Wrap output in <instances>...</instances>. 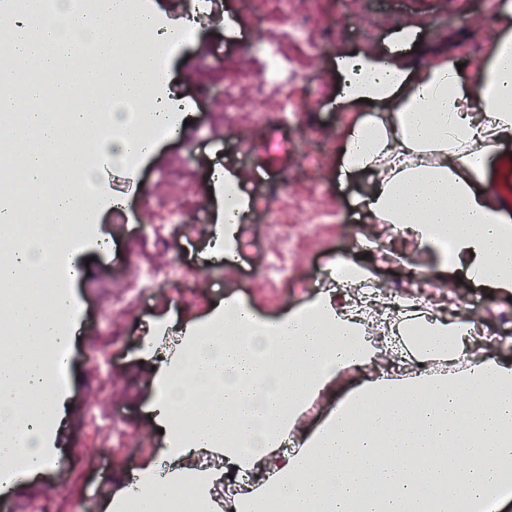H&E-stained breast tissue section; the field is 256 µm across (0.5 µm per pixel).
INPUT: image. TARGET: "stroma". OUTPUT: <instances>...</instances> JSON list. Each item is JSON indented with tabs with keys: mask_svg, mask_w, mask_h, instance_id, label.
<instances>
[{
	"mask_svg": "<svg viewBox=\"0 0 512 512\" xmlns=\"http://www.w3.org/2000/svg\"><path fill=\"white\" fill-rule=\"evenodd\" d=\"M499 0H290L292 27L319 35L325 49L314 60L306 79L297 80L277 96L256 100L252 82L240 83L235 97L240 111L262 108L264 119L253 126L223 123L224 88L203 83L202 69L220 58L234 59L252 70L251 43L261 34V16L245 11L240 0H204L201 28L196 38L170 51L165 79L156 90L178 96L187 108L186 124L178 138L161 140L156 154L141 159L136 174L115 168L100 179L95 197L102 205L94 231L74 257L85 262V276L72 287L75 332L71 384L60 392V415L49 437L56 448V465L17 484L13 497L0 503V512H12L15 500L31 504V512H57L66 500L83 512H106L113 494L126 486L145 461L166 463L162 437L150 418L153 400L150 378L156 364L146 357L142 338L148 328L169 325L165 350L176 353L177 330L187 322L204 319L225 296L234 294L261 313L277 317L321 292L317 271L332 263L365 258L352 226H361L364 241L390 238L395 258L382 264L367 258L377 282L409 284L418 270L411 240L388 237L380 224H369L357 197L366 193L371 176L361 172L338 175L340 135L358 120L372 116L369 105L345 103L337 58L346 51L388 49L392 33L401 25L416 23L422 30L411 45L408 61L416 65L441 54L455 57L466 87H473L478 66L485 60L498 30L490 23ZM289 100L301 111L289 121L281 119V103ZM318 152V164L308 156ZM180 155L194 174L190 190L169 186L173 197H187L183 226L172 229L167 257L188 270L180 285L153 290L138 304L105 306L100 288L120 284L136 270L128 244L149 226L163 223L166 212L154 196L171 157ZM223 169L245 177L247 214L241 225L237 261L225 271L224 261L213 252L212 230L223 198L213 195L211 174ZM136 190H127L128 180ZM287 185L289 195L315 188L317 198L335 212L334 223L324 225L316 241H300L295 276L309 277L308 287L288 282L277 288L264 285L271 259L272 240L266 234L267 215L258 201L275 185ZM440 288L425 293L427 302L445 303L448 315L465 310L476 323L498 328L501 339L496 359L512 363V295L494 288L473 286L458 270L440 276ZM104 369L108 387L100 389L94 375ZM113 405L120 420L114 434H106L91 419L103 404Z\"/></svg>",
	"mask_w": 512,
	"mask_h": 512,
	"instance_id": "obj_1",
	"label": "stroma"
}]
</instances>
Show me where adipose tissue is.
Returning a JSON list of instances; mask_svg holds the SVG:
<instances>
[{"instance_id": "ef3b65f1", "label": "adipose tissue", "mask_w": 512, "mask_h": 512, "mask_svg": "<svg viewBox=\"0 0 512 512\" xmlns=\"http://www.w3.org/2000/svg\"><path fill=\"white\" fill-rule=\"evenodd\" d=\"M11 55L51 72L82 34L111 46L124 32L141 38L157 28L153 15L131 14L118 0H102L92 13L67 11L64 20L40 16L38 5L6 13ZM502 35L467 90L452 59L411 68L403 53L416 30L392 37L389 55L366 50L341 58L351 69L349 101H373L384 117L363 121L341 142V170L366 171L373 181L360 207L369 221L412 237L444 273L464 263L478 286L512 290V218L480 182L502 140L512 137V0H501L492 18ZM159 80L138 59L107 76L115 106L89 100L71 115L75 125L96 128L100 118L125 121L120 101L142 97ZM33 141L24 161L27 180L51 182L47 200L29 215L51 216L56 232L18 248L0 265V288L34 270L31 287L56 279V255L74 228L76 208L93 221L96 202L78 204L64 182L66 164L51 165L60 140L51 113L27 114ZM79 156L115 165L145 156L136 138L87 139ZM242 178L225 175L227 197L217 216V252L235 255L247 210ZM350 290L331 289L278 317L230 297L201 322L183 325L180 352L161 363L154 379L152 412L171 466L156 474L142 467L136 490L112 497L109 512H151L157 499L188 493L211 504L222 478L210 467L178 461L204 451L249 477L234 512H265L270 499L288 512H475L482 504L505 512L512 504V364L489 352L490 339L472 333V321L446 317L406 298L396 336L378 341L365 315L375 305L353 286L369 284V267L346 263ZM71 297L60 292L39 309L12 301L0 308L22 326L29 347L68 341ZM54 363L0 359V463L44 458L46 429L59 418L51 389ZM41 398L25 407L29 394ZM326 403L320 422L301 429L316 403Z\"/></svg>"}]
</instances>
